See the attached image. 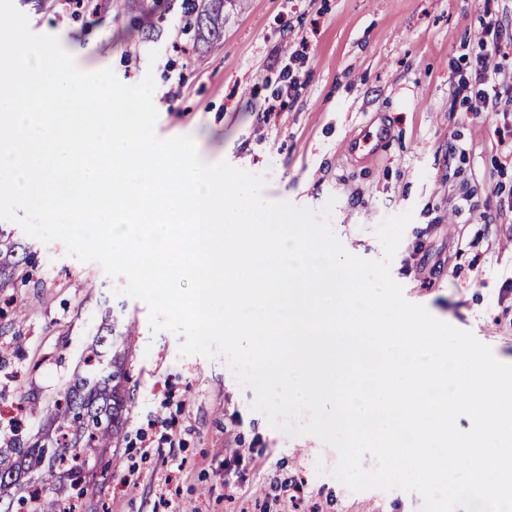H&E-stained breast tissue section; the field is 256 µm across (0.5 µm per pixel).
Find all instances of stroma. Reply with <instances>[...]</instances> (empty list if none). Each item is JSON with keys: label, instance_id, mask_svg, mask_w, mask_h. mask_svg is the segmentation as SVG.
Segmentation results:
<instances>
[{"label": "stroma", "instance_id": "stroma-1", "mask_svg": "<svg viewBox=\"0 0 512 512\" xmlns=\"http://www.w3.org/2000/svg\"><path fill=\"white\" fill-rule=\"evenodd\" d=\"M184 2L14 0L33 33L80 61L130 86L152 75L158 137L191 136L200 159L261 176L268 200L318 210L335 199L331 226L348 253L383 259L376 229L412 211L390 266L405 298L512 360V104L472 112L451 86L481 54L487 14L512 32V0H233L207 44ZM303 38L286 108L258 122L255 104L287 87L282 69ZM366 136L376 154L349 150ZM0 228L34 256L26 286L0 289V408L22 411L0 418V445L38 431L28 407L63 391L96 336L132 332L126 423L83 512H291L293 476L322 512H421L418 493L335 479L333 448L272 428L224 357L180 356L181 335L152 332L146 303L120 294L125 278L17 223ZM235 452L243 462L230 472ZM170 472L175 489L161 493Z\"/></svg>", "mask_w": 512, "mask_h": 512}]
</instances>
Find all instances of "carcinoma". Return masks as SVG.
Listing matches in <instances>:
<instances>
[{
    "label": "carcinoma",
    "instance_id": "1",
    "mask_svg": "<svg viewBox=\"0 0 512 512\" xmlns=\"http://www.w3.org/2000/svg\"><path fill=\"white\" fill-rule=\"evenodd\" d=\"M195 26L204 42L220 38L224 0H204ZM19 244L0 229V288L28 283L19 267ZM124 359L112 362L88 356L85 370L76 374L59 398L30 409L44 422L42 432L27 440L12 439L0 448V473L23 468L34 475L23 500L27 512H77L80 500L93 486L95 459L116 443L123 432Z\"/></svg>",
    "mask_w": 512,
    "mask_h": 512
}]
</instances>
